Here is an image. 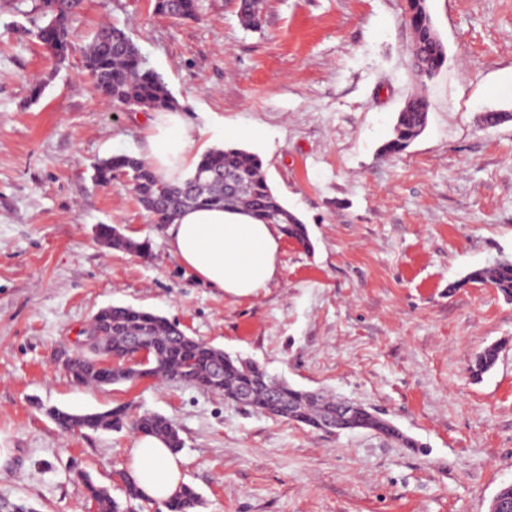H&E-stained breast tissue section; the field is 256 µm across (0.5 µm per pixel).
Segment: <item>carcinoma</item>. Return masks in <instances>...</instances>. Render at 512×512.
Instances as JSON below:
<instances>
[{"mask_svg": "<svg viewBox=\"0 0 512 512\" xmlns=\"http://www.w3.org/2000/svg\"><path fill=\"white\" fill-rule=\"evenodd\" d=\"M83 0H39L26 12L27 24L18 29L25 37L46 49L58 61L68 58L73 21ZM405 23L415 33L409 54L410 70L421 90L408 99L398 112L392 138L383 152L397 154L406 150L425 130L430 103L427 82L441 73L447 63L435 26H427L431 17L427 0H405ZM156 12L173 21L196 16L197 0H154ZM237 16L241 25L257 29L262 20V0H237ZM84 69L97 91L109 102L125 106L132 112H164L180 108V103L168 89L163 77L148 66L140 48L126 31L114 24L99 26L92 35L82 58ZM126 177L142 207L157 224H170L184 210L195 207H217L247 213L265 224H275L289 240L309 248L308 230L268 182L262 159L244 148L229 144L204 152L194 170L173 184L161 178L144 158L134 154L111 156L93 167L92 180L107 186L119 176ZM97 235L114 249L141 252L142 244L118 233L110 224L97 226ZM465 282L488 284L505 298L512 299V260L504 257L494 265L475 267L451 287ZM98 337L95 345L67 362L68 372L77 384L96 383L101 386L119 384L135 378L163 375L166 379L217 392L235 401L238 390L252 385L246 405L263 413L321 429L324 412L335 406V400L321 394L297 389L284 381H275L258 366L233 358L208 343L182 335L177 326L163 317L132 306L111 305L93 315L88 327ZM148 345L152 359L145 365L120 363L101 365L98 356L119 358L133 354L135 342ZM498 347L490 345L478 352L468 366L472 378L478 379L490 371L498 359ZM50 416L58 429L98 431L123 427L122 413L107 410L75 414L53 409ZM147 434L163 438L168 447L177 449L181 439L175 424L167 417L146 413L136 423ZM370 430L400 441L407 448L417 444L404 436L390 421L370 408L358 410V415L336 430ZM88 482L98 512H133L131 506L143 500L135 482L128 478L124 494L128 508L111 497L108 490ZM168 512H199L202 500L191 487L165 503Z\"/></svg>", "mask_w": 512, "mask_h": 512, "instance_id": "carcinoma-1", "label": "carcinoma"}]
</instances>
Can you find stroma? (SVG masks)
<instances>
[{
	"label": "stroma",
	"instance_id": "obj_1",
	"mask_svg": "<svg viewBox=\"0 0 512 512\" xmlns=\"http://www.w3.org/2000/svg\"><path fill=\"white\" fill-rule=\"evenodd\" d=\"M34 0H0V499L97 512L78 471L124 501L144 413L179 429L200 512H488L512 484V300L463 284L512 258V0H428L448 61L422 135L383 153L416 89L404 0H198L173 23L151 0H85L68 62L17 28ZM124 27L200 128L257 124L245 142L310 248L284 241L276 277L234 298L171 256L127 181L92 166L138 152L144 113L114 107L82 67L91 34ZM487 112H502L485 127ZM100 224L149 245L103 246ZM142 308L270 376L371 407L412 448L323 433L222 394L144 378L73 382L63 361L99 309ZM498 344L472 379L475 353ZM125 411L121 431L61 432L47 410ZM262 0H238L237 16L244 28L257 29L262 20ZM498 347L490 345L478 352L470 361L469 373L473 379H479L483 374L490 371L498 359Z\"/></svg>",
	"mask_w": 512,
	"mask_h": 512
}]
</instances>
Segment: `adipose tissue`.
Returning a JSON list of instances; mask_svg holds the SVG:
<instances>
[{
    "mask_svg": "<svg viewBox=\"0 0 512 512\" xmlns=\"http://www.w3.org/2000/svg\"><path fill=\"white\" fill-rule=\"evenodd\" d=\"M205 135L182 112L151 113L140 149L161 176L172 179L194 169L193 145ZM170 254L198 281L231 297L254 295L276 276L283 236L239 211L189 209L165 230ZM183 460L159 437L143 434L130 452L128 474L145 496L169 501L184 482Z\"/></svg>",
    "mask_w": 512,
    "mask_h": 512,
    "instance_id": "1",
    "label": "adipose tissue"
}]
</instances>
